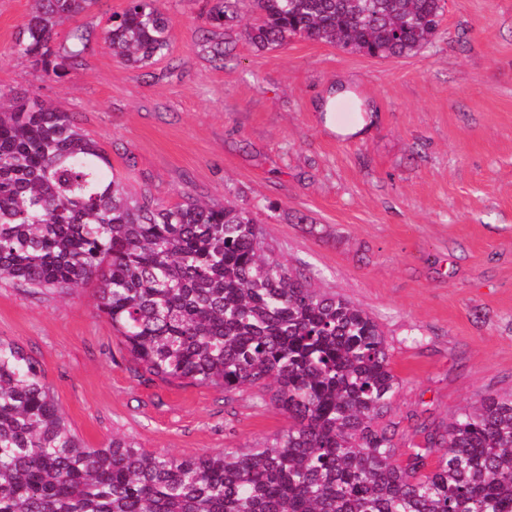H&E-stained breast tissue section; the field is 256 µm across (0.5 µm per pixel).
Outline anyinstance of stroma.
Instances as JSON below:
<instances>
[{
  "mask_svg": "<svg viewBox=\"0 0 512 512\" xmlns=\"http://www.w3.org/2000/svg\"><path fill=\"white\" fill-rule=\"evenodd\" d=\"M160 5L169 55L131 67L111 54L103 22L126 0H97L73 19L92 34L81 68L55 81L9 52L32 0H0V95L75 113L129 190L252 209L291 269L370 313L400 382V450L422 443L417 423L512 391V0H448L433 45L392 59L302 39L256 47L242 0L220 67L199 48L207 0ZM339 76L355 96L338 123L357 99L377 108L366 136L330 131L312 108ZM0 338L42 363L95 448L118 435L192 457L271 444L288 424L259 387L142 376L91 284L58 296L0 278Z\"/></svg>",
  "mask_w": 512,
  "mask_h": 512,
  "instance_id": "obj_1",
  "label": "stroma"
}]
</instances>
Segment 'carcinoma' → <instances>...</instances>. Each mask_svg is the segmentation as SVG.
I'll return each mask as SVG.
<instances>
[{
	"mask_svg": "<svg viewBox=\"0 0 512 512\" xmlns=\"http://www.w3.org/2000/svg\"><path fill=\"white\" fill-rule=\"evenodd\" d=\"M34 2L10 54L62 79L89 33L61 39L57 27L96 0ZM236 2L215 0L203 17L201 50L220 66ZM446 3L253 0L249 37L400 58L434 43ZM103 41L142 67L170 51L171 21L159 0H126ZM0 276L53 295L92 283L143 373L224 393L268 381L288 419L263 448L186 458L118 436L92 448L42 364L0 339V512H512V394L420 423L425 447L399 461L382 424L399 382L379 323L290 270L252 211L129 191L73 113L35 94L0 103Z\"/></svg>",
	"mask_w": 512,
	"mask_h": 512,
	"instance_id": "carcinoma-1",
	"label": "carcinoma"
}]
</instances>
